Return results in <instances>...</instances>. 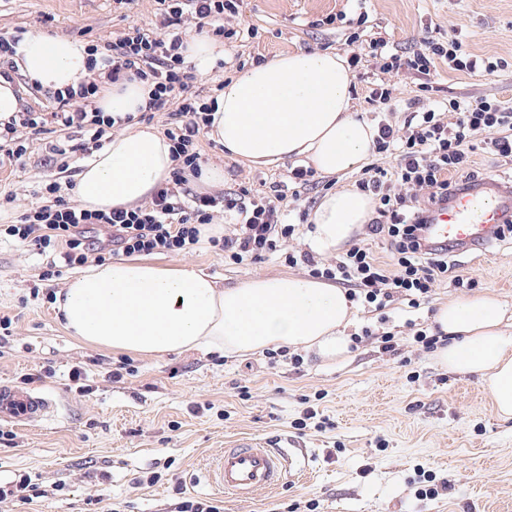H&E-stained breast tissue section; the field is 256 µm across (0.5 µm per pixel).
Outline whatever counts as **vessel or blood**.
I'll use <instances>...</instances> for the list:
<instances>
[{
	"instance_id": "b4317fda",
	"label": "vessel or blood",
	"mask_w": 512,
	"mask_h": 512,
	"mask_svg": "<svg viewBox=\"0 0 512 512\" xmlns=\"http://www.w3.org/2000/svg\"><path fill=\"white\" fill-rule=\"evenodd\" d=\"M512 222V188L478 182L457 194L443 208L429 213L427 235L437 246L488 244L498 225ZM56 412L53 400L11 383L0 384V420L29 424ZM306 455L285 456L260 440L231 441L208 475L225 494L247 499L279 489L289 473H305Z\"/></svg>"
}]
</instances>
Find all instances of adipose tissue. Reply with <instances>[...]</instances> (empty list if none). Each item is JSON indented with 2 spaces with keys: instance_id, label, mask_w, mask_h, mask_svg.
<instances>
[{
  "instance_id": "ef3b65f1",
  "label": "adipose tissue",
  "mask_w": 512,
  "mask_h": 512,
  "mask_svg": "<svg viewBox=\"0 0 512 512\" xmlns=\"http://www.w3.org/2000/svg\"><path fill=\"white\" fill-rule=\"evenodd\" d=\"M183 55L208 75L225 54L222 38L202 33ZM24 74L52 91L79 89L90 74L85 44L33 33L16 47ZM353 73L336 51L275 55L229 78L215 100L207 134L243 168L300 160L336 176L370 154L378 128L358 117ZM152 84L103 80L96 107L109 115L146 111ZM175 167L172 144L136 124L110 135L81 164L75 198L87 210L131 209L153 196ZM371 196L350 185L328 192L315 208L309 240L320 254L346 246L373 211ZM67 330L89 344L160 358L190 350L246 357L286 346L343 359L355 306L336 285L312 277L255 275L223 285L201 269L121 258L92 265L57 294ZM512 307L487 291L448 300L433 320L447 345L435 353L452 371L480 374L499 416L512 418Z\"/></svg>"
}]
</instances>
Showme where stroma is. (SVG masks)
Returning a JSON list of instances; mask_svg holds the SVG:
<instances>
[{
	"label": "stroma",
	"instance_id": "1",
	"mask_svg": "<svg viewBox=\"0 0 512 512\" xmlns=\"http://www.w3.org/2000/svg\"><path fill=\"white\" fill-rule=\"evenodd\" d=\"M366 14L360 39H351V19ZM335 23H327V16ZM158 0H132L116 9L113 0H0V34L42 32L83 43L118 42L132 26L161 27ZM237 30L227 43L223 67L193 75L191 92L217 95L238 62L253 65L281 52L331 50L358 58L353 69L354 107L378 122L369 102L373 89L392 92L387 121L401 128L407 110H419L423 75L388 70L367 42L387 41L405 57L423 50L427 39L461 37L466 50L502 66L471 75L438 64L431 79L438 99L486 98L512 108V0H242L225 15ZM29 149L20 159H0V225L12 224L38 201L41 185L60 183L66 200L86 154L87 136L77 129L32 135L18 128ZM203 161L224 166L222 185L201 189L186 182L190 195L215 198L210 213L224 234L234 229L227 197L285 196L284 222L313 212L329 191L356 184L347 176L314 173L309 184L290 178L293 160L244 169L224 149L200 137ZM66 148L67 157L58 155ZM308 226L281 252L241 264L225 262L222 251L202 242L181 262L206 270L224 284L255 274H308L286 254L309 251ZM47 259L26 244L0 241V316L10 317L9 336L0 338V381L56 396L61 409L46 424L0 422V484L26 474L34 486L31 503L10 497L0 512H179L186 500L210 501L221 512H512V419L498 417L482 379L436 365L433 350L416 343L418 331L436 333L439 304L466 296L463 288L439 285L430 303L412 313L392 303L385 314L357 307L348 328L355 342L344 360L314 351L259 353L245 359L186 352L161 358L117 354L70 336L59 321L55 294L72 268L41 280ZM460 269L476 281L475 291L495 292L512 305V244L491 245L464 255ZM394 335L395 351L382 348ZM81 368L85 390L73 388L68 373ZM250 436L280 448H305L312 476L290 479L271 496L232 500L204 480L229 440ZM430 471L423 480L420 470ZM160 474L155 485L146 476ZM438 488L436 497L419 494Z\"/></svg>",
	"mask_w": 512,
	"mask_h": 512
}]
</instances>
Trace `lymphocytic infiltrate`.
<instances>
[{
	"instance_id": "lymphocytic-infiltrate-1",
	"label": "lymphocytic infiltrate",
	"mask_w": 512,
	"mask_h": 512,
	"mask_svg": "<svg viewBox=\"0 0 512 512\" xmlns=\"http://www.w3.org/2000/svg\"><path fill=\"white\" fill-rule=\"evenodd\" d=\"M240 0H160L163 11L162 31L148 32L130 27L112 47L108 56H99L108 66L111 81L124 75L150 80L154 88L149 107L159 111L171 99H178L181 120L164 131L173 144L175 168L170 183L158 190L152 209L124 211H87L62 196L61 186L49 182L40 190L44 200L16 224H1L0 239L30 244L42 253L61 252L66 265L104 262L107 256L123 253L180 254L199 244L204 226L210 223L212 197L193 196L188 202L178 199L185 172H199L202 155L197 137L203 125L211 120V107L189 90L186 59L181 52L182 39L173 33L185 11H193L201 25H213L216 35L232 39L233 31L221 26L224 14L236 13ZM459 38L448 41L431 40L424 51L408 57L391 55L389 69L407 68L425 75L420 90L431 95L434 87L428 82L436 59L445 58L458 71L492 72L496 65L488 59L465 54ZM98 86L89 83L79 91H58L54 98L58 112L45 116L41 112H19L0 126V141H11L8 153L19 158L26 154L25 142L16 140L17 127L43 134L48 122L71 129H86L89 141L99 144L107 128L114 125L112 116L104 112H71L67 105L73 96L88 99L96 95ZM447 115L434 108L411 113L404 133L380 124L373 151L396 158V176L403 183L428 187V203L437 207L447 203L451 192L462 183H475L479 174L473 168L476 150L495 159L512 162V113L501 105L485 99H449ZM485 133L483 144H476V133ZM386 169L368 165L358 187L372 195L377 217L369 226L370 233L384 234L389 256L379 260L369 245L352 244L335 263L322 264L313 254L287 255L288 264L305 263L313 277L336 282L347 290L349 299L366 303L374 310H384L393 298L404 300L416 309L428 300L437 283L450 279L453 287L470 288L471 277L450 275L449 250L429 246L425 236V209L409 204L406 197L392 194ZM227 209L236 211L238 222L232 235L224 237L221 249L225 259L238 264L244 258L259 259L276 251L281 240L295 230L294 225L280 221V207L268 197L242 203L227 199ZM88 224L103 226L109 231L105 243L86 240L83 228Z\"/></svg>"
}]
</instances>
